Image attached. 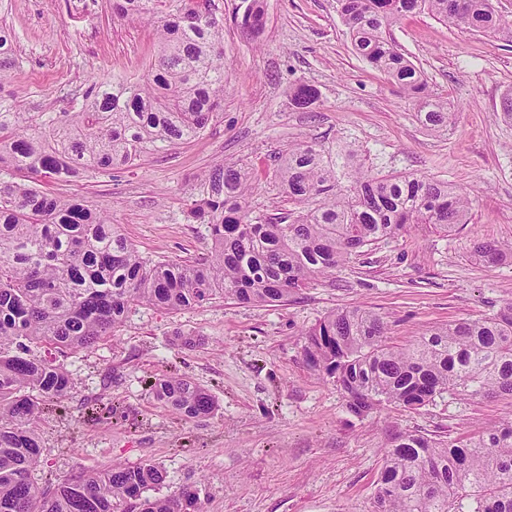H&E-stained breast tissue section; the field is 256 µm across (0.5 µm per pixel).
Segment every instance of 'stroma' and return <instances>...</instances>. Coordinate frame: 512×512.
<instances>
[{
	"label": "stroma",
	"mask_w": 512,
	"mask_h": 512,
	"mask_svg": "<svg viewBox=\"0 0 512 512\" xmlns=\"http://www.w3.org/2000/svg\"><path fill=\"white\" fill-rule=\"evenodd\" d=\"M224 22V110L199 137L158 149L112 174L50 180L51 191L108 206L133 247L151 259H194L207 229L186 212L198 176L217 161L253 173L252 208H287L270 156L308 141L354 149L378 172L443 180L471 201L469 224L447 236L423 229L369 247L277 306L216 299L168 313L134 308L114 336L64 357L72 395L41 419L38 486L112 464L159 465L150 498L198 489L202 512H367L391 435L417 431L459 438L512 421V402L452 394L405 412L388 407L351 415L328 379L303 357V333L331 311L374 310L388 340L411 343L431 326L478 319L512 303V264L473 255L478 242H512V121L501 115L512 90V39L462 34L426 15L393 30L447 101L446 130H428L413 99L353 51L336 0H266L254 39L231 17L243 0H216ZM15 36L6 104L56 116L79 109L95 80L143 75L155 55L149 28L113 18L109 0H9ZM319 96L295 109L289 91ZM202 336L187 349L177 334ZM176 373L206 389L212 414L186 419L154 398L157 375Z\"/></svg>",
	"instance_id": "stroma-1"
}]
</instances>
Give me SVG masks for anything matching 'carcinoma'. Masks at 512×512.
<instances>
[{
  "mask_svg": "<svg viewBox=\"0 0 512 512\" xmlns=\"http://www.w3.org/2000/svg\"><path fill=\"white\" fill-rule=\"evenodd\" d=\"M353 51L405 94L419 99L422 124L448 126V102L426 97L421 71L396 47L392 29L427 13L460 33H510L512 19L493 0H337ZM112 14L154 28L157 53L147 75L93 82L80 110L47 122L0 103V512H201L198 492L143 496L165 481L154 463L116 464L81 472L41 489L33 471L42 454L43 406L74 390L67 368L41 355L91 351L134 306L180 311L216 298L275 306L362 249L422 226L451 233L469 221L470 200L446 182L379 174L349 153L300 141L274 157L288 215H253L252 175L214 164L187 213L205 224L203 260L153 261L90 206L41 188L134 165L164 144L202 133L224 100V14L215 0H112ZM257 36L265 0H248L234 16ZM13 48L0 26V85ZM315 88L296 87L291 104L309 108ZM488 264L512 258V244L479 243ZM307 363L339 389L362 417L381 406L419 410L444 393L463 398L512 397V304L481 319L434 326L414 342H388L385 318L363 307L338 309L304 333ZM152 391L187 419L209 415L211 395L190 379L163 376ZM370 512H512V422L441 440L412 431L384 451Z\"/></svg>",
  "mask_w": 512,
  "mask_h": 512,
  "instance_id": "cac0c4a2",
  "label": "carcinoma"
}]
</instances>
